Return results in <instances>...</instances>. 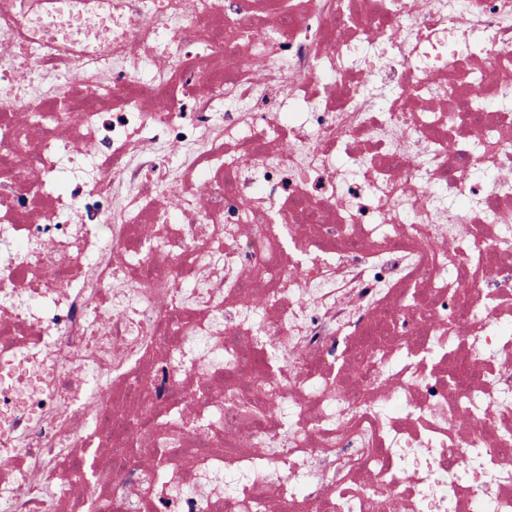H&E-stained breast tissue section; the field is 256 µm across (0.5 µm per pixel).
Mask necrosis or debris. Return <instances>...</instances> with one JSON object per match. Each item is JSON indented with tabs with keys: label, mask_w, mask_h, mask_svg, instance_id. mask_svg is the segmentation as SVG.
<instances>
[{
	"label": "necrosis or debris",
	"mask_w": 512,
	"mask_h": 512,
	"mask_svg": "<svg viewBox=\"0 0 512 512\" xmlns=\"http://www.w3.org/2000/svg\"><path fill=\"white\" fill-rule=\"evenodd\" d=\"M256 502L512 512V0H0V512Z\"/></svg>",
	"instance_id": "1"
}]
</instances>
